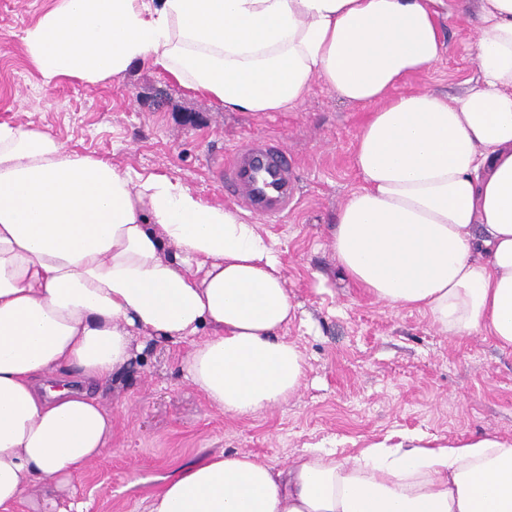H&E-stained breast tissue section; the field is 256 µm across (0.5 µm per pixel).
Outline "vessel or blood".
I'll return each instance as SVG.
<instances>
[{"instance_id": "obj_1", "label": "vessel or blood", "mask_w": 512, "mask_h": 512, "mask_svg": "<svg viewBox=\"0 0 512 512\" xmlns=\"http://www.w3.org/2000/svg\"><path fill=\"white\" fill-rule=\"evenodd\" d=\"M216 175L227 199L271 220L287 213L295 200L296 177L288 156L265 137L250 138L227 154Z\"/></svg>"}]
</instances>
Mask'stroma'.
I'll return each mask as SVG.
<instances>
[{"label":"stroma","instance_id":"obj_1","mask_svg":"<svg viewBox=\"0 0 512 512\" xmlns=\"http://www.w3.org/2000/svg\"><path fill=\"white\" fill-rule=\"evenodd\" d=\"M53 0H0V122L33 125L122 171L165 173L210 204L224 191L210 174L219 150L248 136L280 138L300 197L282 223L260 222L279 244L286 286L298 307L284 329L306 362L288 401L251 416L212 408L186 378L189 343L138 337L133 365L101 392L112 437L99 459L54 492L62 508L142 512L176 467L245 451L279 468L309 448L337 457L400 434L512 440V349L480 336L451 337L415 310L361 294L331 246L336 214L356 190L355 137L367 106L345 103L324 84L286 112H227L151 65L95 84H45L21 40ZM473 12L441 18L438 63L407 76L401 91L454 99L477 77Z\"/></svg>","mask_w":512,"mask_h":512}]
</instances>
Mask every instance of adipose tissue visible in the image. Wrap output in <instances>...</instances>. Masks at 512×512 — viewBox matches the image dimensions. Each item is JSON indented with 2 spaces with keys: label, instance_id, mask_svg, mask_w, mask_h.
<instances>
[{
  "label": "adipose tissue",
  "instance_id": "adipose-tissue-1",
  "mask_svg": "<svg viewBox=\"0 0 512 512\" xmlns=\"http://www.w3.org/2000/svg\"><path fill=\"white\" fill-rule=\"evenodd\" d=\"M443 0H55L22 37L45 82L150 63L231 112H285L323 83L370 106L361 177L331 235L348 280L449 336L512 349V0H479L478 77L455 101L397 93L435 64ZM276 241L180 179L128 173L0 123V512L83 474L112 435L96 388L134 340L191 341L188 379L245 416L287 401L305 360ZM144 512H512V440L359 454L250 453L177 468Z\"/></svg>",
  "mask_w": 512,
  "mask_h": 512
}]
</instances>
